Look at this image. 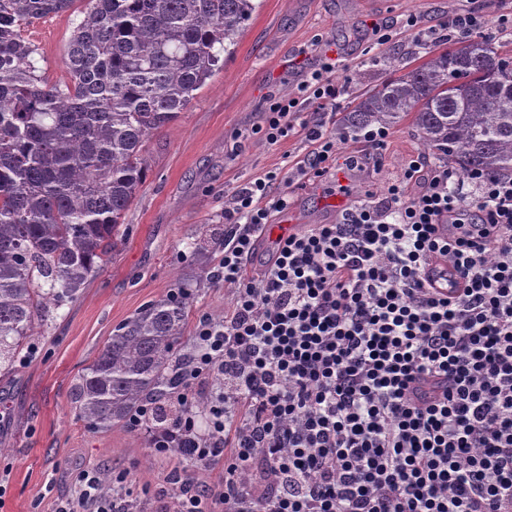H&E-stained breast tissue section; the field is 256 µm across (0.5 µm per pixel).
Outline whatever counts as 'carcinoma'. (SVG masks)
Masks as SVG:
<instances>
[{
  "instance_id": "carcinoma-1",
  "label": "carcinoma",
  "mask_w": 512,
  "mask_h": 512,
  "mask_svg": "<svg viewBox=\"0 0 512 512\" xmlns=\"http://www.w3.org/2000/svg\"><path fill=\"white\" fill-rule=\"evenodd\" d=\"M76 0H0V367L74 299L122 241L141 190L146 143L175 122L224 66L254 0H88L65 55L69 81L49 82L21 36ZM512 65L468 39L360 97L340 136L413 116L425 150L512 175ZM189 289L121 323L74 379L70 403L97 429L125 425L173 388Z\"/></svg>"
}]
</instances>
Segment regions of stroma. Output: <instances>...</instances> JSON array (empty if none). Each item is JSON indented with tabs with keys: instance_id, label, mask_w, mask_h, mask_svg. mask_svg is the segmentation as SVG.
Here are the masks:
<instances>
[{
	"instance_id": "obj_1",
	"label": "stroma",
	"mask_w": 512,
	"mask_h": 512,
	"mask_svg": "<svg viewBox=\"0 0 512 512\" xmlns=\"http://www.w3.org/2000/svg\"><path fill=\"white\" fill-rule=\"evenodd\" d=\"M86 7L77 0L74 12L34 21L22 31L51 82L68 79L66 47ZM464 7L486 17L487 42L512 57V29L495 24L512 0H259L223 69L171 127L149 141L150 168L125 215V243L73 301L39 324L35 342L0 372V512H58L62 501L77 497L76 477L88 467L112 476L130 473L133 483L119 488L129 512H160L154 495L168 487L178 455H155L146 437L128 426L88 427L70 405L74 377L119 324L178 289L193 292L178 354L194 351L202 317L223 320L232 292L212 273L224 249L207 241L223 233L224 203L237 188L280 170L276 188L290 190L291 204L269 221L290 222L301 231L339 221L340 212L328 203L338 176L348 180L349 201H377L411 160L438 164L439 156L424 152L409 116L389 127L383 145L372 150L373 163L346 167L348 157L368 150L354 134L338 140L335 168L310 179L297 170L313 149L300 129L310 110L299 112L294 131L276 144L261 128L270 100L293 90L322 57L335 58L337 100L340 108L351 107L392 71L407 72L429 51L442 50V21ZM410 16L415 26H407ZM382 29L391 35L385 44L379 41ZM391 57L392 69L386 66Z\"/></svg>"
}]
</instances>
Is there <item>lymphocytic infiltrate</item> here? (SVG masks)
Masks as SVG:
<instances>
[{"instance_id": "f902f5d3", "label": "lymphocytic infiltrate", "mask_w": 512, "mask_h": 512, "mask_svg": "<svg viewBox=\"0 0 512 512\" xmlns=\"http://www.w3.org/2000/svg\"><path fill=\"white\" fill-rule=\"evenodd\" d=\"M335 69L323 59L270 105L268 142L303 104H335ZM303 128L316 144L304 168L323 174L336 136L320 116ZM421 168L341 223L280 241L254 278L245 262L288 194L273 192L275 171L232 193L214 274L232 309L200 319L180 411L131 420L154 453L224 466L217 490L181 479L173 512H512V176L473 170L467 195L438 165L406 196ZM435 258L462 276L457 296L430 285ZM214 380L202 425L186 403Z\"/></svg>"}]
</instances>
